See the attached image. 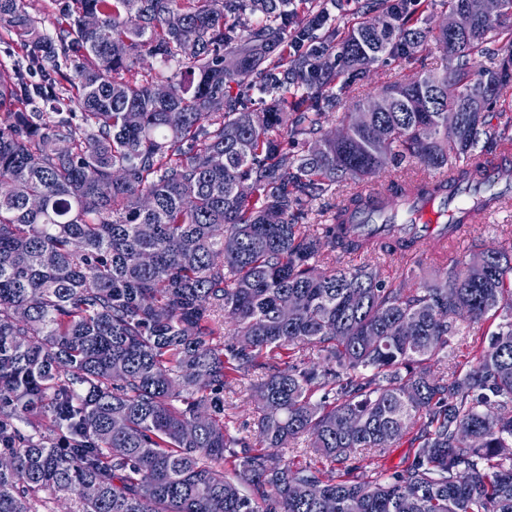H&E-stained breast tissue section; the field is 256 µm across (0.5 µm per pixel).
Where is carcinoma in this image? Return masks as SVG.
<instances>
[{"label": "carcinoma", "instance_id": "obj_1", "mask_svg": "<svg viewBox=\"0 0 512 512\" xmlns=\"http://www.w3.org/2000/svg\"><path fill=\"white\" fill-rule=\"evenodd\" d=\"M478 3L448 0L429 29L427 0H378L382 27L339 39L329 22L289 26L316 0H54L52 33L26 0H0L31 49L0 65V512L58 495L77 512H512V237L430 282L336 265L420 246L412 224L379 244L341 221L365 180L391 170L402 191L417 166L479 192L512 152L486 115L512 54L480 63L512 28ZM428 42L451 68L388 84L372 112L338 117L339 94L315 96ZM148 57L172 74L139 71ZM493 317L470 359L434 370L459 321ZM249 376L253 443L223 397ZM417 421L412 460L379 471ZM303 436L315 459H285ZM310 483L319 497L298 491Z\"/></svg>", "mask_w": 512, "mask_h": 512}]
</instances>
